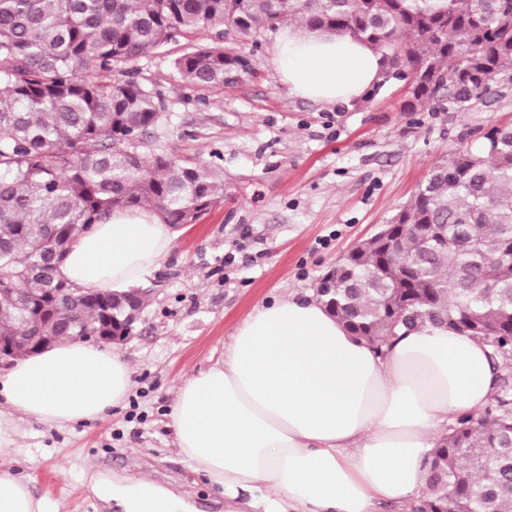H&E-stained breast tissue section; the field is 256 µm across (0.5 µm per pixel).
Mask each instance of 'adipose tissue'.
<instances>
[{
    "mask_svg": "<svg viewBox=\"0 0 512 512\" xmlns=\"http://www.w3.org/2000/svg\"><path fill=\"white\" fill-rule=\"evenodd\" d=\"M270 61L292 94L327 105L362 97L383 71L359 40L293 24ZM173 247L153 211H116L76 237L60 271L75 285L120 291ZM489 354L479 339L432 325L399 331L379 352L318 299L277 298L234 329L223 365L182 379L170 425L194 471L252 512H374L423 492L438 440L489 402ZM132 374L121 353L82 341L26 357L0 379V456L17 448L21 417L100 418L123 401ZM87 483L117 512H199L189 492L146 477L97 473ZM0 512L51 508L1 472Z\"/></svg>",
    "mask_w": 512,
    "mask_h": 512,
    "instance_id": "1",
    "label": "adipose tissue"
}]
</instances>
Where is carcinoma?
<instances>
[{
	"mask_svg": "<svg viewBox=\"0 0 512 512\" xmlns=\"http://www.w3.org/2000/svg\"><path fill=\"white\" fill-rule=\"evenodd\" d=\"M299 22L349 35L382 57L383 74L410 73L406 112L436 97L466 112L480 80L512 78V0H0V336L14 359L39 334L82 341L123 322L125 302L148 289L62 296L47 314L27 308L34 288H76L48 257L117 210L147 208L174 228L224 197V182L172 155L131 144L155 127L166 100L132 65L206 29L237 42ZM216 41L172 59L188 85L224 86ZM392 243L349 251L335 288L319 300L347 329L385 346L429 323L476 336L500 369L512 338V120L438 162L392 216ZM413 224H432L424 237ZM462 418L435 448L416 512H512V398Z\"/></svg>",
	"mask_w": 512,
	"mask_h": 512,
	"instance_id": "1",
	"label": "carcinoma"
}]
</instances>
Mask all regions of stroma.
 <instances>
[{
  "mask_svg": "<svg viewBox=\"0 0 512 512\" xmlns=\"http://www.w3.org/2000/svg\"><path fill=\"white\" fill-rule=\"evenodd\" d=\"M278 31L241 47L224 87L185 84L171 60L208 32L142 59L140 80L167 108L140 147L203 165L224 198L175 228L172 251L143 283L153 289L135 336L125 400L96 420L50 426L23 418L0 471L25 478L54 512H106L92 471L182 486L200 512H224L219 489L175 446L169 412L181 380L223 362L233 329L261 302L315 293L355 245L407 205L432 167L512 117V89L469 112H406L400 82L373 100L324 107L290 94L269 62Z\"/></svg>",
  "mask_w": 512,
  "mask_h": 512,
  "instance_id": "35a3bbf8",
  "label": "stroma"
}]
</instances>
